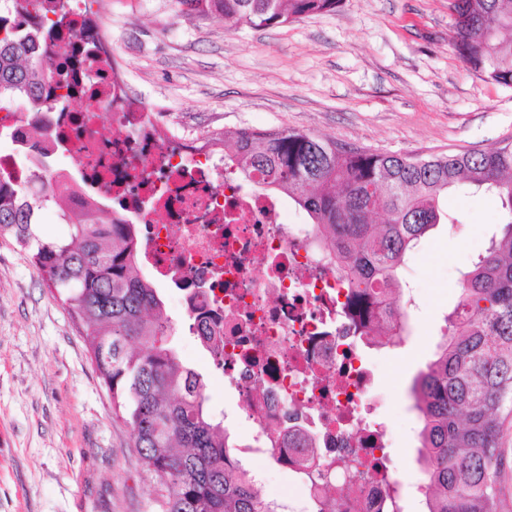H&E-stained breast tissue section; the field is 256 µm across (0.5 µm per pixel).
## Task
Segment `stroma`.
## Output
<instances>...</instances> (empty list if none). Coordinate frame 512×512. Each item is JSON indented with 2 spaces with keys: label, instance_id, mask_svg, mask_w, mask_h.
<instances>
[{
  "label": "stroma",
  "instance_id": "obj_1",
  "mask_svg": "<svg viewBox=\"0 0 512 512\" xmlns=\"http://www.w3.org/2000/svg\"><path fill=\"white\" fill-rule=\"evenodd\" d=\"M450 0H341L336 11L265 29H227L175 0H96L93 18L130 98L175 140L290 128L385 153L448 154L512 144V88L483 81L450 45ZM456 223L422 241L400 271L421 295L396 347L372 349L395 465L411 486L404 512H424L414 378L433 360L460 270L499 210L449 192ZM159 293L177 358L202 375L206 405L234 444L249 441L236 393L176 307ZM497 489L512 512V403L501 411ZM145 471L99 377L82 325L48 288L29 250L0 235V512H154Z\"/></svg>",
  "mask_w": 512,
  "mask_h": 512
}]
</instances>
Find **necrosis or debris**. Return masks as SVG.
Wrapping results in <instances>:
<instances>
[{
  "instance_id": "4bbe7bcc",
  "label": "necrosis or debris",
  "mask_w": 512,
  "mask_h": 512,
  "mask_svg": "<svg viewBox=\"0 0 512 512\" xmlns=\"http://www.w3.org/2000/svg\"><path fill=\"white\" fill-rule=\"evenodd\" d=\"M85 45L50 61L70 78L46 108L48 131L113 215H137L143 258L185 283L189 318L209 316V358L257 430L253 455L294 473L307 500L335 498L336 512H393L403 478L375 416L371 343L311 225L288 223L281 197L195 143L176 151L153 136L152 113L114 87L108 50ZM290 431L304 447L284 443Z\"/></svg>"
}]
</instances>
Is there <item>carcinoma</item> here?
<instances>
[{"mask_svg": "<svg viewBox=\"0 0 512 512\" xmlns=\"http://www.w3.org/2000/svg\"><path fill=\"white\" fill-rule=\"evenodd\" d=\"M201 19L264 28L331 13L340 0H176ZM451 46L484 81L512 88V0H454ZM57 13L55 0H0V138L15 143L17 124L37 129L38 115L68 72L35 52L36 19ZM59 14V13H57ZM73 36L100 35L88 16L59 14ZM22 99L17 115L9 104ZM69 151L58 138L39 154L25 182L0 181V234L32 252L47 285L63 295L85 328L92 361L131 430L144 469L160 477L159 512H277L233 456L224 423L206 407L201 376L167 344L171 325L154 285L140 275L137 227L100 220L104 207L70 208L53 158ZM224 166L304 211L336 257L367 336L396 344L407 317L389 298L403 292L400 270L427 233L456 221L443 200L454 188L482 192L499 204L500 221L484 249L460 273L461 288L444 317L436 359L414 381L420 420L425 512H500L497 412L512 399V146L456 154H390L281 128L241 129L224 147ZM57 210L68 236L43 239L41 211ZM383 214L386 221L373 223ZM379 319L365 322L367 307Z\"/></svg>", "mask_w": 512, "mask_h": 512, "instance_id": "carcinoma-1", "label": "carcinoma"}]
</instances>
